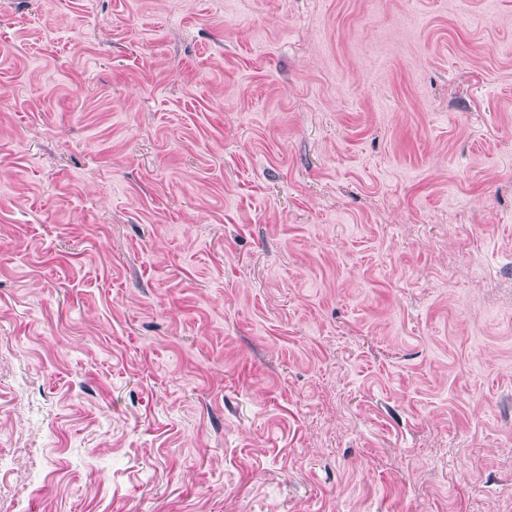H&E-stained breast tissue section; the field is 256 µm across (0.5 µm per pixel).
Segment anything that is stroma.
Wrapping results in <instances>:
<instances>
[{"label": "stroma", "instance_id": "stroma-1", "mask_svg": "<svg viewBox=\"0 0 512 512\" xmlns=\"http://www.w3.org/2000/svg\"><path fill=\"white\" fill-rule=\"evenodd\" d=\"M0 512H512V0H0Z\"/></svg>", "mask_w": 512, "mask_h": 512}]
</instances>
